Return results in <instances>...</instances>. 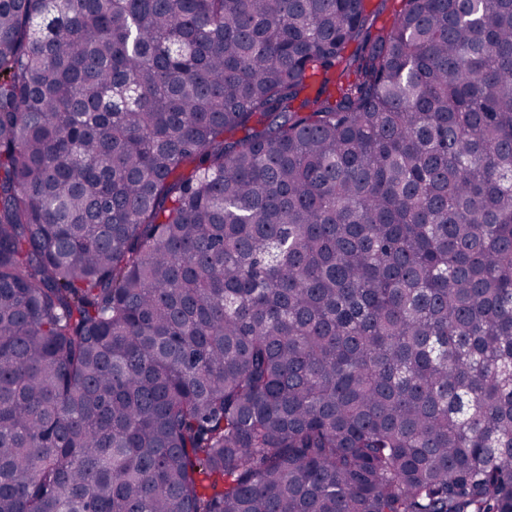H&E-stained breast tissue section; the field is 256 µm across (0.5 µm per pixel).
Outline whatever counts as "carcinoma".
<instances>
[{
	"mask_svg": "<svg viewBox=\"0 0 512 512\" xmlns=\"http://www.w3.org/2000/svg\"><path fill=\"white\" fill-rule=\"evenodd\" d=\"M0 0V512H512V0Z\"/></svg>",
	"mask_w": 512,
	"mask_h": 512,
	"instance_id": "carcinoma-1",
	"label": "carcinoma"
}]
</instances>
